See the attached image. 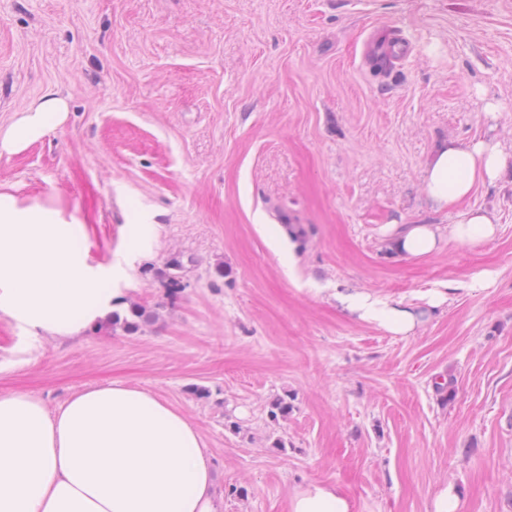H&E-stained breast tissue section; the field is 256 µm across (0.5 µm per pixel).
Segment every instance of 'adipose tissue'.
Wrapping results in <instances>:
<instances>
[{"label": "adipose tissue", "mask_w": 512, "mask_h": 512, "mask_svg": "<svg viewBox=\"0 0 512 512\" xmlns=\"http://www.w3.org/2000/svg\"><path fill=\"white\" fill-rule=\"evenodd\" d=\"M65 110L63 99L45 97L0 142L37 139ZM511 169L512 149L499 141L439 144L424 171L425 192L455 221L388 225L391 248L421 257L447 241L495 239L497 215L468 200ZM73 230L58 210L0 194V314L36 333L76 338L120 309L114 284L127 277L126 267L89 263L74 248ZM337 300L357 319L405 337L438 312L447 293L428 292L420 307L362 291ZM0 512H223V501L197 428L154 395L109 382L53 411L27 393L0 395ZM289 512H351V505L335 484L311 483L295 490Z\"/></svg>", "instance_id": "adipose-tissue-1"}]
</instances>
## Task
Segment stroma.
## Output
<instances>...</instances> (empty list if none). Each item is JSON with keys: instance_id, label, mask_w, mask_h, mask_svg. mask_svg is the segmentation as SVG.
Instances as JSON below:
<instances>
[{"instance_id": "obj_1", "label": "stroma", "mask_w": 512, "mask_h": 512, "mask_svg": "<svg viewBox=\"0 0 512 512\" xmlns=\"http://www.w3.org/2000/svg\"><path fill=\"white\" fill-rule=\"evenodd\" d=\"M389 28L416 53L362 65ZM48 95L67 111L0 148V192L80 224L93 264L154 225L121 285L152 319L60 339L0 315V394L151 393L198 429L224 512H289L319 481L352 512H429L447 481L462 512H512V176L469 200L496 211L493 241L407 258L382 233L453 223L424 193L437 144L512 143V0H0V135ZM281 224L306 231L290 263ZM484 270L495 282L472 289ZM443 287L408 337L336 301Z\"/></svg>"}]
</instances>
